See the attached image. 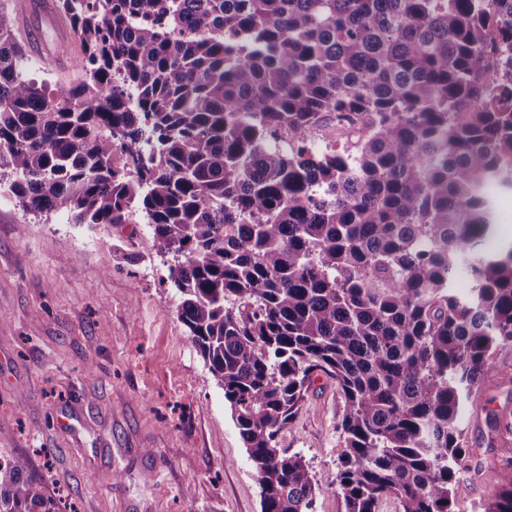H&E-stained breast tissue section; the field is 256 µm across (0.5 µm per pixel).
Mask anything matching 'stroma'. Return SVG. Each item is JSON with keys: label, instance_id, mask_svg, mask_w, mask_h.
I'll use <instances>...</instances> for the list:
<instances>
[{"label": "stroma", "instance_id": "1", "mask_svg": "<svg viewBox=\"0 0 512 512\" xmlns=\"http://www.w3.org/2000/svg\"><path fill=\"white\" fill-rule=\"evenodd\" d=\"M48 0H12L33 73L82 74L72 31L54 34ZM170 256L141 214L71 224L0 199V457L26 460L57 512H261L244 441L187 339ZM343 398L318 379L280 433L315 479L314 512H347L336 489ZM512 347L497 352L464 432L454 512H484L487 482L512 460Z\"/></svg>", "mask_w": 512, "mask_h": 512}]
</instances>
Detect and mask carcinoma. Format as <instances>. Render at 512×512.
<instances>
[{
    "label": "carcinoma",
    "mask_w": 512,
    "mask_h": 512,
    "mask_svg": "<svg viewBox=\"0 0 512 512\" xmlns=\"http://www.w3.org/2000/svg\"><path fill=\"white\" fill-rule=\"evenodd\" d=\"M56 9L84 66L53 87L0 0V188L72 224L145 214L261 512H313L277 438L318 376L344 397L348 512H453L466 407L512 347V242L490 245L512 191V0ZM332 116L360 136L318 151ZM0 512H55L22 459L0 464ZM485 512H512V463Z\"/></svg>",
    "instance_id": "1"
}]
</instances>
